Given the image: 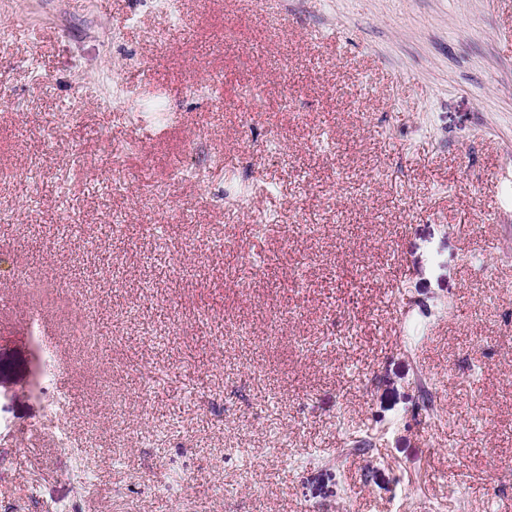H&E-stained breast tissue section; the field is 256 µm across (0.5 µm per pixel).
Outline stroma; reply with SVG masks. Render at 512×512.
Segmentation results:
<instances>
[{"label": "stroma", "mask_w": 512, "mask_h": 512, "mask_svg": "<svg viewBox=\"0 0 512 512\" xmlns=\"http://www.w3.org/2000/svg\"><path fill=\"white\" fill-rule=\"evenodd\" d=\"M0 512H512V0H0Z\"/></svg>", "instance_id": "stroma-1"}]
</instances>
